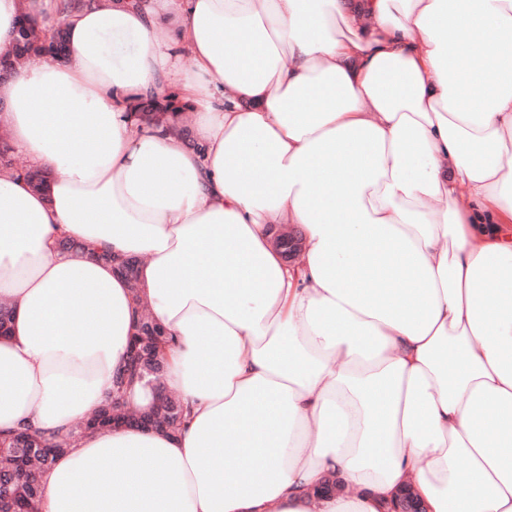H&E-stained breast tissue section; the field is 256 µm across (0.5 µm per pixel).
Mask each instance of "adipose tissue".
<instances>
[{"instance_id":"ef3b65f1","label":"adipose tissue","mask_w":512,"mask_h":512,"mask_svg":"<svg viewBox=\"0 0 512 512\" xmlns=\"http://www.w3.org/2000/svg\"><path fill=\"white\" fill-rule=\"evenodd\" d=\"M60 5L0 0V60L65 39L0 78L49 176L0 173V434L69 440L127 360L126 280L62 237L140 259L192 414L84 435L40 512H512V0ZM170 95L189 138L138 118ZM63 48V27L59 26L55 35L48 37L32 25H21L17 29L15 57L9 64L0 61V71H4L14 63L46 59L49 54L51 57L58 56Z\"/></svg>"}]
</instances>
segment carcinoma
Listing matches in <instances>:
<instances>
[{"mask_svg": "<svg viewBox=\"0 0 512 512\" xmlns=\"http://www.w3.org/2000/svg\"><path fill=\"white\" fill-rule=\"evenodd\" d=\"M94 0H61V20L53 36H47L41 30L31 25H21L17 29L16 52L13 62L36 61L47 58V55L58 56L64 48L63 28L66 20L82 10L90 7ZM171 108V103L161 101L153 103H140L139 110L146 123L153 122L160 111ZM14 149L9 141L0 137V172L19 171ZM62 251H83L95 260L116 265L125 271L127 280L137 305H142L139 292L138 273L130 267V259L123 258L110 252L102 251L92 244H80L69 238L58 241ZM139 335L145 337L143 347L154 355L158 367V374H146L152 380H159L165 370L164 345L166 336L161 327L147 313V309L140 312V321L137 327ZM133 386L132 380L125 372H119L113 382L112 392L108 393L97 411L94 421H81L75 427L73 440H78L83 434L92 431H108L112 429V422L123 421L132 415L122 400L126 397L128 389ZM190 415V410L175 397L169 398V403L154 414L156 422L160 425L166 423L168 427L164 432L171 434ZM24 442L31 448L41 449L39 456L31 458L25 448L19 447ZM66 449L48 447L43 444L39 435L28 429H18L0 437V499H8L4 512H38L41 487L48 471L53 467L56 458L65 453Z\"/></svg>", "mask_w": 512, "mask_h": 512, "instance_id": "obj_1", "label": "carcinoma"}]
</instances>
